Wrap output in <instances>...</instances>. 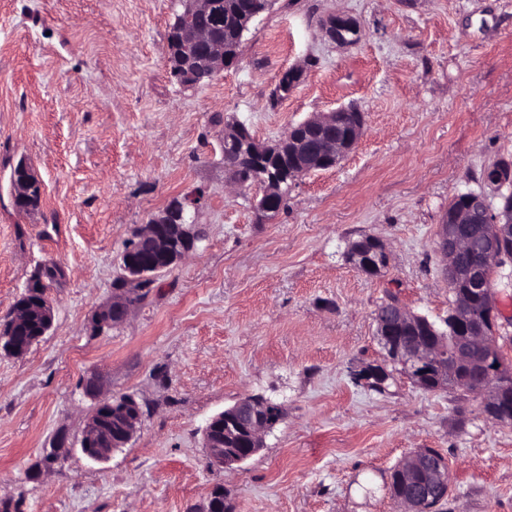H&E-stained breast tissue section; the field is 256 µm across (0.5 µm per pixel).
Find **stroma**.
Segmentation results:
<instances>
[{
	"label": "stroma",
	"mask_w": 512,
	"mask_h": 512,
	"mask_svg": "<svg viewBox=\"0 0 512 512\" xmlns=\"http://www.w3.org/2000/svg\"><path fill=\"white\" fill-rule=\"evenodd\" d=\"M178 0H0V322L35 268L57 261L54 326L24 356L0 354V503L19 512H191L223 488L234 512H400L393 470L432 448L451 489L438 512H512V425L462 388L427 392L386 365L374 321L396 296L448 318L439 225L457 193L512 155V0H273L237 66L185 89L166 43ZM342 12L351 47L320 22ZM301 72L282 99L286 70ZM353 104L366 131L335 168L303 176L259 223L258 187L225 183L224 119L261 141ZM27 157L44 185L25 215L9 195ZM200 189L207 236L128 319L93 335L134 229ZM370 235L389 258L370 277L346 258ZM494 335L512 365V267L498 269ZM386 365L382 390L361 379ZM133 396L132 441L92 462L78 440L93 402ZM248 395L283 419L234 471L212 466L202 429ZM65 437L69 453L31 476Z\"/></svg>",
	"instance_id": "35a3bbf8"
}]
</instances>
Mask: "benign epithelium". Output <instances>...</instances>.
<instances>
[{
	"mask_svg": "<svg viewBox=\"0 0 512 512\" xmlns=\"http://www.w3.org/2000/svg\"><path fill=\"white\" fill-rule=\"evenodd\" d=\"M183 10L174 17L172 27L180 34L174 44L166 45V55L178 54L194 65L208 67L221 72L238 64L239 55L227 52L224 43L213 39L215 21L218 17L216 0H180ZM359 24L346 14H331L323 21L322 30L329 41L337 45H351L356 38L351 36ZM356 111L353 106H340L330 112L313 115L300 125L293 126L279 139V145L288 148L290 156L299 167L308 173L336 167L359 142L365 131V124L354 127L349 140H336V127L344 116ZM308 127L311 136L304 138L298 134V127ZM237 140L242 148L254 154H263L267 146L258 143L251 136L247 125L237 119L224 127V141ZM302 175V172L283 171L275 166L266 170V177L257 183L261 194L255 201V209L264 221L276 216L268 208V202L278 196L287 177ZM483 182L492 188L494 195L472 191L462 192L467 208L451 212L454 224H466L470 214L468 209L477 208L484 213L485 233L483 262L495 266L500 260H507L503 251V239L506 225L512 222V157L502 156L483 172ZM42 183L28 162L18 168V174L12 178V193L26 200ZM205 201L204 192L196 190L179 199L177 215L179 223L174 225L180 246L172 247L160 236L159 229L170 223L171 215L163 212L151 217L148 222L132 236L128 252L140 254L145 258L142 264L130 263L123 267L122 278L126 287L112 290L111 300L95 312L92 324L98 331L123 323L136 307L134 296L136 285L159 272L169 269L196 250L199 242L196 226V214ZM470 242L459 233L448 235V226L440 225L438 247L445 256V274L453 276L455 254L469 248ZM392 312L376 324V334L385 351L386 358L402 366L414 380L433 376L438 387L448 388V383L474 387L481 397L482 413L500 423L499 409L505 403H512V368L505 361L494 357L499 351L493 337L486 329L464 330V339L458 345L448 348L443 342L427 336H399L397 332L419 330L427 325L424 316L416 314L390 302ZM36 315L43 320L41 336H46L54 325V306L47 295H42L38 305L25 309L16 308L7 321L17 325ZM101 388L99 376L90 375L83 381V391L95 399L92 411L87 416L79 439L81 452L90 460L102 462L111 454L126 447L137 434L142 416L122 409L117 417V427L110 433L103 430L98 411L112 414V399H97ZM271 404L268 398L256 399L247 396L232 406L214 414L202 430V447L205 448L210 462L224 469L240 466L264 447V437L273 429V424L258 416H250V410L256 411ZM251 417V447L244 453L229 455L224 451V424H233L241 418ZM391 483L392 498L404 507V512H435L436 508L448 498L450 475L448 462L436 457L429 449L411 454L395 470Z\"/></svg>",
	"mask_w": 512,
	"mask_h": 512,
	"instance_id": "1",
	"label": "benign epithelium"
}]
</instances>
